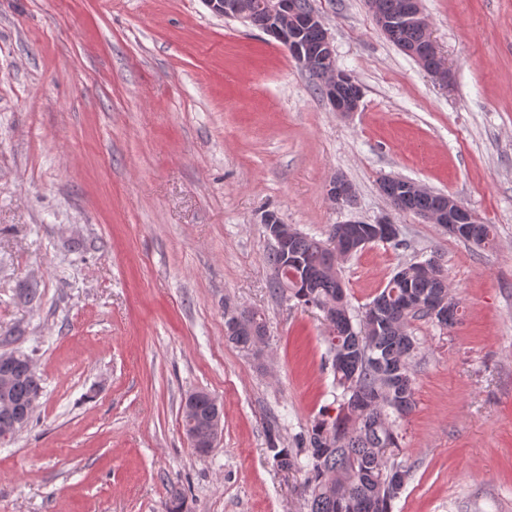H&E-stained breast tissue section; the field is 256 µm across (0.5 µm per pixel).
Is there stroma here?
Here are the masks:
<instances>
[{
  "label": "stroma",
  "mask_w": 512,
  "mask_h": 512,
  "mask_svg": "<svg viewBox=\"0 0 512 512\" xmlns=\"http://www.w3.org/2000/svg\"><path fill=\"white\" fill-rule=\"evenodd\" d=\"M363 88L334 112L249 22L203 0H0V349L43 379L30 425L0 440V512H306L294 448L336 410L321 312L269 288L263 218L319 239L391 206L384 178L454 197L494 225L479 249L411 213L397 244L339 260L353 316L399 265L437 260L460 322L412 324L410 468L392 512H512V0H422L439 83L365 0H311ZM353 205L331 202L336 175ZM38 284V302L22 292ZM257 311L255 350L225 339ZM224 406L207 457L185 394Z\"/></svg>",
  "instance_id": "obj_1"
}]
</instances>
